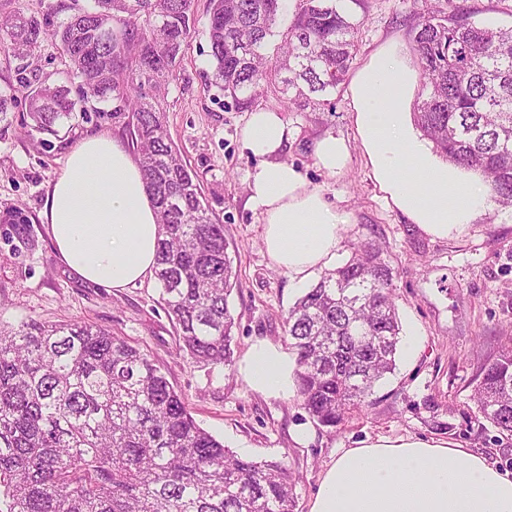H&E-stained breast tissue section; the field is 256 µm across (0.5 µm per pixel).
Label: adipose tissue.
Instances as JSON below:
<instances>
[{"instance_id": "obj_1", "label": "adipose tissue", "mask_w": 512, "mask_h": 512, "mask_svg": "<svg viewBox=\"0 0 512 512\" xmlns=\"http://www.w3.org/2000/svg\"><path fill=\"white\" fill-rule=\"evenodd\" d=\"M415 81L393 47L375 51L350 84L355 125L372 178L413 223L446 236L490 207L478 175L444 163L416 132L403 101ZM293 131L278 111L252 112L241 141L256 160L249 203L265 227L274 264L304 281L336 252L348 217L308 187L281 155ZM42 219L75 276L119 292L154 276L157 209L138 159L119 138L82 136L56 173ZM295 360L254 344L240 366L250 387L288 396ZM309 512H512V473L481 453L422 440L348 448L324 471Z\"/></svg>"}]
</instances>
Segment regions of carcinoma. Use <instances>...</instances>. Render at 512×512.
Listing matches in <instances>:
<instances>
[{"label":"carcinoma","instance_id":"cac0c4a2","mask_svg":"<svg viewBox=\"0 0 512 512\" xmlns=\"http://www.w3.org/2000/svg\"><path fill=\"white\" fill-rule=\"evenodd\" d=\"M338 0H209L210 85L247 110L266 86L289 103L325 106L346 81L358 24ZM194 0H77L0 22V50L21 61L0 89V122L18 107L30 129L58 135L90 98L120 102L125 130L159 216L156 278L178 350L203 365L232 362L237 275L224 225L183 162L163 112L194 24ZM60 42L75 88L32 76L44 39ZM421 75L414 121L437 153L489 185L494 216L512 215V26L429 4L410 30ZM275 54L268 55L271 41ZM297 395L327 427L366 405L394 372L400 325L393 274L360 245L324 272L286 318ZM474 418L512 435V339L482 372ZM291 472L246 460L201 428L165 374L139 349L85 323L0 325V512H294Z\"/></svg>","mask_w":512,"mask_h":512}]
</instances>
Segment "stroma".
<instances>
[{
    "instance_id": "obj_1",
    "label": "stroma",
    "mask_w": 512,
    "mask_h": 512,
    "mask_svg": "<svg viewBox=\"0 0 512 512\" xmlns=\"http://www.w3.org/2000/svg\"><path fill=\"white\" fill-rule=\"evenodd\" d=\"M358 22L362 67L378 48L394 46L409 68L417 60L408 38L423 9L421 0H342ZM209 0H195V26L177 76L165 94L167 128L187 165L202 178L224 226L228 255L239 275L229 302L237 321L233 363L210 366L178 354V336L151 281L119 293L77 280L58 261L41 212L66 153L87 133L124 136L115 101H86L92 121L74 120L69 134L43 147L40 133H27L22 113L0 128V323L15 325L81 321L124 338L160 366L183 397L197 424L236 454L281 461L295 477V512L310 501L332 461L348 448L379 438L413 437L482 452L502 469L512 468V438L473 418V389L483 369L512 337V218L478 213L470 223L438 237L391 206L373 181L356 130L347 89L330 95L321 110L289 106L279 88L265 89L254 105L280 112L295 134L284 157L349 222L332 260L340 265L364 242H372L394 271L395 304L401 322L396 369L378 385L370 406L338 426L314 422L297 395L275 397L250 388L240 371L259 340L287 343L288 310L304 286L270 260L264 226L248 204L255 159L241 144L249 114L228 109L206 82L212 68L206 33ZM40 78L66 84L69 60L58 41L45 39L31 59ZM342 138L349 162L340 173L319 169L314 144L326 133Z\"/></svg>"
}]
</instances>
